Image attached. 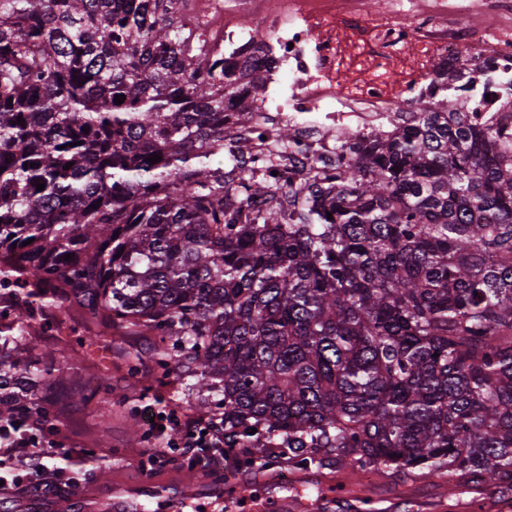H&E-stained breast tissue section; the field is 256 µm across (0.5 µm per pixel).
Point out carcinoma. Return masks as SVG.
I'll return each instance as SVG.
<instances>
[{
  "mask_svg": "<svg viewBox=\"0 0 512 512\" xmlns=\"http://www.w3.org/2000/svg\"><path fill=\"white\" fill-rule=\"evenodd\" d=\"M186 44L162 0H0V428L68 448L74 412L123 408L172 448L130 405L150 394L224 448L213 483L283 464L512 492V144L460 111L473 77L434 62L415 126L284 188L224 171L253 63ZM87 341L124 389L110 362L31 360Z\"/></svg>",
  "mask_w": 512,
  "mask_h": 512,
  "instance_id": "cac0c4a2",
  "label": "carcinoma"
}]
</instances>
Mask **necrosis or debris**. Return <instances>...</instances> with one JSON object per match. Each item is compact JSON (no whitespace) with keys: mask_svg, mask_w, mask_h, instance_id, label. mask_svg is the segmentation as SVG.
<instances>
[{"mask_svg":"<svg viewBox=\"0 0 512 512\" xmlns=\"http://www.w3.org/2000/svg\"><path fill=\"white\" fill-rule=\"evenodd\" d=\"M259 16L262 42L238 21ZM495 27L463 17L459 0H394L373 18L364 0H170L184 30L229 61L272 57L270 93L238 117V140L225 141L224 165L279 182L332 173L349 135L413 127L430 105V61L477 72L466 111L493 125L512 114V0H480ZM293 140L279 138L281 127Z\"/></svg>","mask_w":512,"mask_h":512,"instance_id":"necrosis-or-debris-1","label":"necrosis or debris"}]
</instances>
